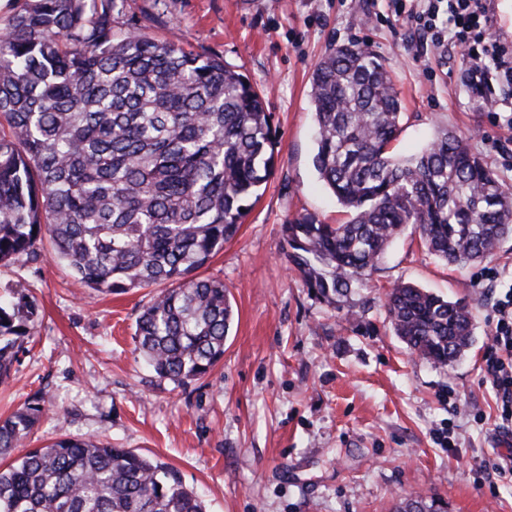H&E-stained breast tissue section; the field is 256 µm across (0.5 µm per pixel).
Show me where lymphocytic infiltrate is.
<instances>
[{"instance_id": "obj_1", "label": "lymphocytic infiltrate", "mask_w": 512, "mask_h": 512, "mask_svg": "<svg viewBox=\"0 0 512 512\" xmlns=\"http://www.w3.org/2000/svg\"><path fill=\"white\" fill-rule=\"evenodd\" d=\"M388 17L402 22L403 40L414 54L445 59L449 47L463 51L459 83L488 111L495 90L512 92V39L493 33L489 0H384ZM487 374L501 403V420L512 424V287L492 315Z\"/></svg>"}]
</instances>
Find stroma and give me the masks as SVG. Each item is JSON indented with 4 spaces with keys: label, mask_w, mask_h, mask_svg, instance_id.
Returning a JSON list of instances; mask_svg holds the SVG:
<instances>
[{
    "label": "stroma",
    "mask_w": 512,
    "mask_h": 512,
    "mask_svg": "<svg viewBox=\"0 0 512 512\" xmlns=\"http://www.w3.org/2000/svg\"><path fill=\"white\" fill-rule=\"evenodd\" d=\"M379 0H123L121 21L223 58L264 96L276 166L264 194L204 277L223 279L234 311L224 357L183 386L158 379L135 340L155 288L104 295L77 287L42 241L33 260L0 264V297L35 300L34 336L20 349L0 417L43 391L49 412L32 434L99 435L177 468L206 512H392L409 494L448 512H512V428L486 374L491 314L512 264V240L480 264L447 265L406 227L367 287L322 302L290 269L282 228L303 215L333 224L341 207L320 181L310 79L332 45L358 41L389 66L406 114L395 151H418L440 128L468 137L497 173L512 167V133L457 81L463 61L408 54ZM431 77H423L424 68ZM409 282L473 313V345L439 367L410 354L386 318L385 293Z\"/></svg>",
    "instance_id": "35a3bbf8"
}]
</instances>
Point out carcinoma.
<instances>
[{
  "label": "carcinoma",
  "instance_id": "obj_1",
  "mask_svg": "<svg viewBox=\"0 0 512 512\" xmlns=\"http://www.w3.org/2000/svg\"><path fill=\"white\" fill-rule=\"evenodd\" d=\"M0 27V263L34 258L49 236L74 283L102 294L160 287L136 322L155 375L177 386L224 357L233 309L202 277L273 174L271 113L218 57L117 25V0H17ZM313 165L346 219L283 226L287 259L329 305L348 299L411 224L447 264L482 263L512 237V186L446 128L395 154L402 101L386 64L358 42L332 46L311 77ZM388 322L413 353L459 362L473 338L465 300L411 283L386 294ZM38 309L0 303V384ZM48 412L36 393L0 419V459ZM0 512H205L173 466L61 434L0 469ZM395 512H445L414 495Z\"/></svg>",
  "mask_w": 512,
  "mask_h": 512
}]
</instances>
